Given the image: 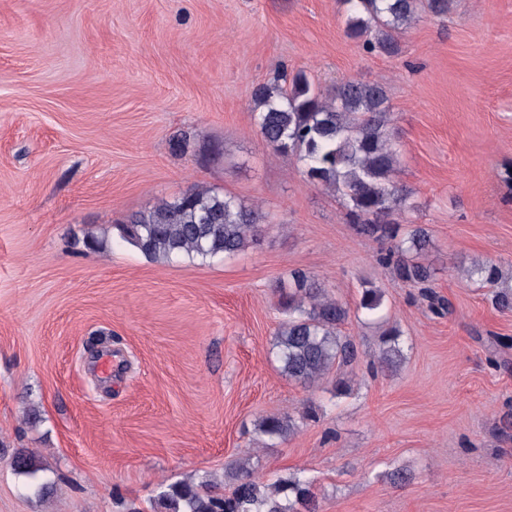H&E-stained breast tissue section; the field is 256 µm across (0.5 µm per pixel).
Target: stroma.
<instances>
[{
  "instance_id": "obj_1",
  "label": "stroma",
  "mask_w": 512,
  "mask_h": 512,
  "mask_svg": "<svg viewBox=\"0 0 512 512\" xmlns=\"http://www.w3.org/2000/svg\"><path fill=\"white\" fill-rule=\"evenodd\" d=\"M343 28L341 0H0V512H153L160 485L246 455L268 479L304 470L319 512H512V347L487 349L512 313L458 269L512 276V0L423 15L395 57ZM283 69L386 86L405 218L430 231L418 260L452 315L256 133L251 90ZM194 185L261 206L258 244L159 263L120 238ZM295 269L351 305L380 288L408 344L397 371L371 366L383 324L354 319L356 363L312 388L283 375L278 289ZM311 406L316 421L255 443L262 418ZM18 448L50 497L12 469Z\"/></svg>"
}]
</instances>
